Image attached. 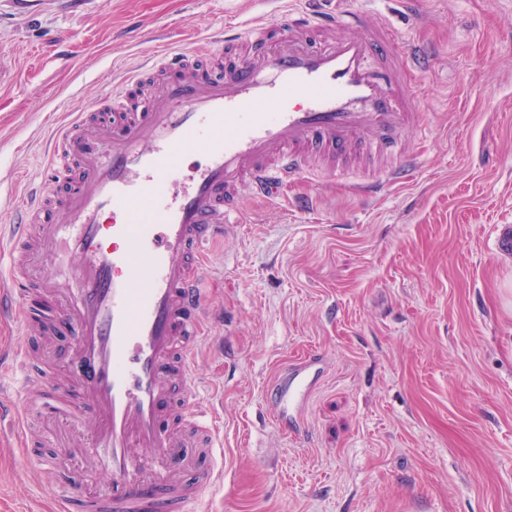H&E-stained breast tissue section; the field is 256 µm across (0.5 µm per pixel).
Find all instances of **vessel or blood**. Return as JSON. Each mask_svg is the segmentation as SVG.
<instances>
[{"label": "vessel or blood", "mask_w": 512, "mask_h": 512, "mask_svg": "<svg viewBox=\"0 0 512 512\" xmlns=\"http://www.w3.org/2000/svg\"><path fill=\"white\" fill-rule=\"evenodd\" d=\"M313 17L327 45L291 36L220 77L191 69L189 60L240 32H187L183 46L148 57L125 87L158 68L169 79L154 84L124 123L95 122L81 110L56 126L39 187L25 189L0 226V250L9 255L49 262L63 252L75 261L66 273L69 301L52 314L53 328L73 338L65 376L29 357L25 330L40 320L33 300L48 284L13 269L0 281V317L19 319L24 330L0 347V362L20 374L14 430L34 414L87 424L88 456L108 481L104 495H87L60 476L65 449L41 457L40 470L59 475L58 512H194L205 492L223 486L214 465L194 483L182 481L193 453L170 420L182 396L197 452L216 457L217 437L196 398L193 350L206 329L207 251L236 231L242 196L278 199L311 154L331 176L351 174L363 154L395 159L383 181L358 184L368 198L401 182L404 136L420 118L411 85L431 58L364 11L341 5ZM69 164L80 173L77 185L47 211L45 189ZM316 374L313 361L298 362L269 390L278 421L298 437Z\"/></svg>", "instance_id": "obj_1"}]
</instances>
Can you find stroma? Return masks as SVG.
Returning a JSON list of instances; mask_svg holds the SVG:
<instances>
[{
  "instance_id": "35a3bbf8",
  "label": "stroma",
  "mask_w": 512,
  "mask_h": 512,
  "mask_svg": "<svg viewBox=\"0 0 512 512\" xmlns=\"http://www.w3.org/2000/svg\"><path fill=\"white\" fill-rule=\"evenodd\" d=\"M434 56L419 75L411 179L360 199L356 179L306 172L275 201L245 197L244 224L209 249L195 352L203 401L221 406L224 488L200 512H512V0H349ZM261 0H98L71 16L0 0V225L37 175L67 112L120 90L162 52L157 30L206 35L266 13ZM67 33L64 58L50 50ZM313 196L300 211L289 198ZM324 373L285 435L264 391L292 362ZM47 449L81 448L78 423L34 417ZM0 434V512H55L52 481L17 465Z\"/></svg>"
}]
</instances>
